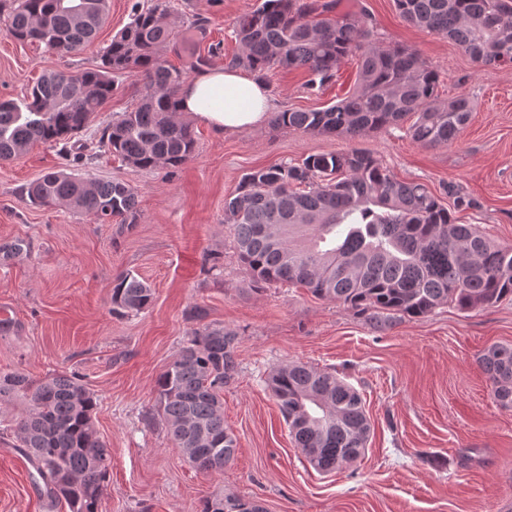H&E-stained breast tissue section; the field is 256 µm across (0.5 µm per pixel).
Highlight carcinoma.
<instances>
[{"mask_svg": "<svg viewBox=\"0 0 512 512\" xmlns=\"http://www.w3.org/2000/svg\"><path fill=\"white\" fill-rule=\"evenodd\" d=\"M413 26L447 37L482 66L512 64V0H395ZM338 0H260L238 17V52L229 65L262 76L305 73L304 86L322 90L349 57L359 60L353 91L319 110L288 109L273 124L310 134L355 137L396 127L409 114L413 141L432 147L454 142L472 107L463 97L440 100V75L419 53L379 43L366 12H337ZM107 0H12L6 32L53 54L73 53L92 41L106 20ZM171 0L135 9L111 39L95 69L72 75L44 72L23 100H0V162L36 142L72 152L70 141L88 130L92 115L119 78L144 76L139 103L89 135L87 147L112 153L140 169H176L190 161L197 140L178 116L176 95L185 71L167 65L178 47ZM30 202L89 215L100 224H134L137 191L112 180L63 170L44 174L26 189ZM240 260L262 285H298L314 296L373 311L422 317L442 304L462 311L512 297V247L460 224L428 188L398 181L364 151L311 155L243 175L224 201ZM30 251L22 239L0 245L3 261ZM153 289L132 272L118 275L110 296L115 316L139 314ZM236 333L220 325L195 330L156 380L160 421L180 448L197 432L202 470H221L236 452L224 427V386L238 373ZM479 363L500 404H512V346L492 345ZM267 386L289 432L320 473L345 457L365 455L373 428L360 393L328 371L303 364L279 367ZM0 401H18L23 413L14 434L37 463L47 494L69 512H99L111 454L94 427V392L76 373L40 381L21 371L0 375ZM200 512H264L242 499L208 497Z\"/></svg>", "mask_w": 512, "mask_h": 512, "instance_id": "1", "label": "carcinoma"}]
</instances>
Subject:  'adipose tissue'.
Listing matches in <instances>:
<instances>
[{
  "mask_svg": "<svg viewBox=\"0 0 512 512\" xmlns=\"http://www.w3.org/2000/svg\"><path fill=\"white\" fill-rule=\"evenodd\" d=\"M273 108L267 85L240 70L214 66L196 73L178 92V109L220 134L262 125Z\"/></svg>",
  "mask_w": 512,
  "mask_h": 512,
  "instance_id": "ef3b65f1",
  "label": "adipose tissue"
}]
</instances>
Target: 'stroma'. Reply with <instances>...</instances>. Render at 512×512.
Here are the masks:
<instances>
[{"instance_id": "stroma-1", "label": "stroma", "mask_w": 512, "mask_h": 512, "mask_svg": "<svg viewBox=\"0 0 512 512\" xmlns=\"http://www.w3.org/2000/svg\"><path fill=\"white\" fill-rule=\"evenodd\" d=\"M108 3L97 38L74 54L48 56L14 40L1 14L0 98L21 100L49 65L70 74L95 68L134 7L151 0ZM172 3L184 21L207 20L206 37H187L194 50L218 46V66L236 49L234 20L257 0ZM358 3L385 42L416 49L440 72L441 98L473 100L455 142L430 148L401 128L345 138L270 122L224 136L195 118L196 155L175 171L135 168L107 152L76 167L80 176L135 188L133 224L31 204L28 184L65 166L53 145L0 163V244H31L29 254L0 263V315L10 321L0 332V373L38 380L76 372L96 393L94 426L112 456L99 512H199L215 494L257 500L265 512H502L512 502V406L496 400L479 364L489 346L512 345V301L470 311L445 304L380 323L300 287L259 290L224 222V201L250 170L358 150L398 180L426 184L445 207L455 208L457 192L474 200L455 209L458 223L512 246V66L478 67L450 39L406 23L394 0ZM356 73V59H346L335 83L312 92L302 71H285L271 76L270 93L280 112L321 109L353 90ZM142 84L138 73L123 78L92 128L133 108ZM126 271L151 286L154 300L138 315L116 317L112 282ZM197 303L209 322L238 335V374L224 389L237 452L220 471L190 463L162 422L144 424L157 409L158 376L196 328L185 312ZM298 363L336 373L365 402L369 448L336 472L309 465L265 384L274 368ZM21 412L19 403H0V512H68L15 446L8 427Z\"/></svg>"}]
</instances>
